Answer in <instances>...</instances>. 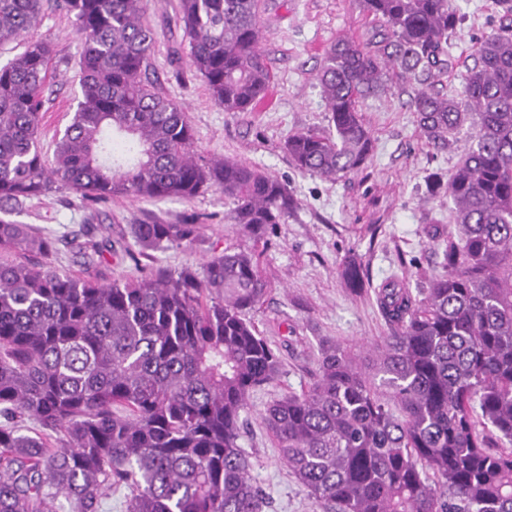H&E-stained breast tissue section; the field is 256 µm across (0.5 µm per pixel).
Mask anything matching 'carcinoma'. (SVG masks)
Wrapping results in <instances>:
<instances>
[{
  "label": "carcinoma",
  "instance_id": "cac0c4a2",
  "mask_svg": "<svg viewBox=\"0 0 512 512\" xmlns=\"http://www.w3.org/2000/svg\"><path fill=\"white\" fill-rule=\"evenodd\" d=\"M454 95L460 22L452 0H360L377 26L343 37L316 75L329 131L292 135L296 168L337 179L362 169L372 136L359 100L397 78L428 143H474L438 185L454 206L443 273L417 292L374 289L390 335L365 353L321 351L311 386L273 401L263 422L280 458L333 512H512V0ZM80 36L81 99L56 141L40 145L53 45L30 35L44 0H0V212L59 183L83 199L189 201L219 189L225 219L266 240L294 206L285 184L224 158L200 164L184 108L142 78L155 38L142 0H59ZM186 57L215 105L252 112L274 76L260 42V0H176ZM200 225L132 224L137 252L193 245ZM57 240L0 218V249L47 256ZM266 281L255 254L224 249L202 272L157 270L103 285L33 261L0 263V512H102L127 487V512H261L239 444L250 393L281 371L247 318ZM43 434H27L26 422Z\"/></svg>",
  "mask_w": 512,
  "mask_h": 512
}]
</instances>
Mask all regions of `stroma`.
<instances>
[{
	"instance_id": "obj_1",
	"label": "stroma",
	"mask_w": 512,
	"mask_h": 512,
	"mask_svg": "<svg viewBox=\"0 0 512 512\" xmlns=\"http://www.w3.org/2000/svg\"><path fill=\"white\" fill-rule=\"evenodd\" d=\"M455 5L462 20L450 39L444 80L449 92L460 89L478 43L500 20L495 0H455ZM261 6L260 48L274 85L255 111L227 112L210 100L187 61L174 56L182 32L171 0L143 2L155 32L148 76L161 93L184 107L194 129L192 156L231 157L253 165L276 176L293 196L294 210L269 233L267 244L254 246L241 227L225 223L231 202L215 190L189 201L147 203L120 197L94 204L62 189L26 201L10 219L60 239L58 250L47 258L52 266L102 284L134 280L155 268L198 270L225 248H257L267 292L249 317L279 352L282 368L273 381L251 392L240 445L250 458L254 482L265 492L262 512H329L281 463L262 415L274 400L309 387L323 346L366 347L389 335L375 286L398 275L415 290L426 277L441 273L450 204L447 197L431 195L429 187L446 180L470 147L474 131L463 127L452 148H434L421 135L409 106L411 87L396 82L386 93L359 102L373 138L362 170L336 180L299 171L284 144L296 133L328 127L316 79L326 48L341 36L366 39L373 28L358 0H261ZM33 34L50 41L56 51L40 126L41 146L50 162L80 95V40L72 17L52 2ZM191 215L200 218V243L174 246L151 258L128 256L130 225L172 223ZM90 235L111 249L85 268L77 264L75 253ZM349 264L367 274L361 291H353L342 277Z\"/></svg>"
}]
</instances>
